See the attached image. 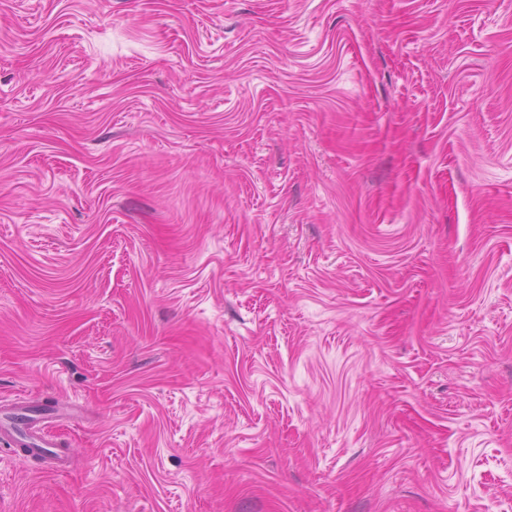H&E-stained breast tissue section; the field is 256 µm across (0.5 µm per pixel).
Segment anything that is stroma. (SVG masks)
Masks as SVG:
<instances>
[{
  "mask_svg": "<svg viewBox=\"0 0 512 512\" xmlns=\"http://www.w3.org/2000/svg\"><path fill=\"white\" fill-rule=\"evenodd\" d=\"M0 512H512V0H0ZM32 412L34 408H26L23 411L13 413L12 424L0 422V437L2 442L7 441L9 445L17 448L26 446L27 450L35 455L50 452V458L53 460L54 469L58 472L65 471L68 468L67 452L65 448H58L57 443L47 434L34 430L32 425ZM18 417H25V421H18Z\"/></svg>",
  "mask_w": 512,
  "mask_h": 512,
  "instance_id": "stroma-1",
  "label": "stroma"
}]
</instances>
